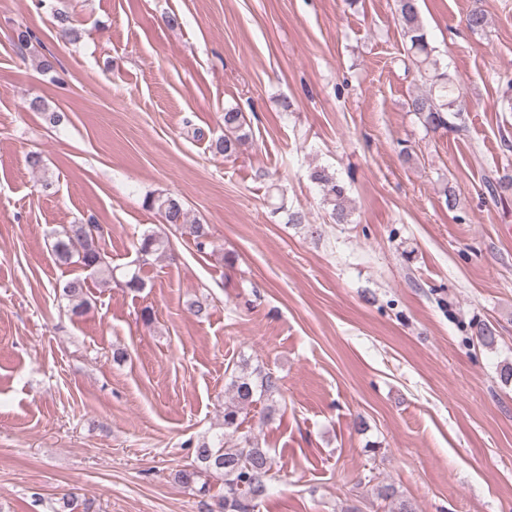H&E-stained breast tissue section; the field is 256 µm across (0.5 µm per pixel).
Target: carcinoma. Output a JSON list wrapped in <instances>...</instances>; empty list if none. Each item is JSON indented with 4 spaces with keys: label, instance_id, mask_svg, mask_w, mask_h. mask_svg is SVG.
<instances>
[{
    "label": "carcinoma",
    "instance_id": "1",
    "mask_svg": "<svg viewBox=\"0 0 512 512\" xmlns=\"http://www.w3.org/2000/svg\"><path fill=\"white\" fill-rule=\"evenodd\" d=\"M395 13L412 63L424 79L425 90L407 101L408 111L415 114L422 125L432 131L458 132L462 125L456 123L462 112V96L455 80L446 71L440 70L432 57L418 0H394ZM54 25L59 34L69 40L78 38L77 30L69 12L55 9L52 12ZM488 19L480 9L471 10L466 16V25L478 32L486 28ZM35 112L48 113L50 123H61L64 115L48 111L45 100L36 96L29 101ZM243 112L236 107L224 109V135L212 141L213 152L226 158L239 152L248 134ZM310 179L316 184L328 207L330 219L335 224L349 221L347 189L336 176L325 167L316 166L310 171ZM146 206L155 209L164 223L185 230L199 249H204L209 238L203 224H189L181 202L172 196H149ZM103 229L91 221H79L63 228L53 243L56 260L69 265L77 263L83 268L99 274H110L112 268L100 240ZM165 240L156 233H146L136 247L137 262L144 266L155 255L164 252ZM84 282L79 279L58 284L60 296L69 301L73 314L79 316L88 308L84 297ZM474 335L481 345L492 347L496 342V330L489 324L472 323ZM227 390L232 398L224 402L223 433L216 441L202 439L195 447L194 464L176 473L177 481L184 487L206 496L210 492V480L217 479L224 485V496L218 501V510L208 512H256L259 504L268 497L269 481L273 478L274 459L269 450L255 443L250 435L241 432V414L257 399L269 401L261 411V420L270 421L276 413L272 404L279 394L278 378L270 371L249 372L245 369L231 375ZM376 498L390 505V512H415L412 504L393 483H379L374 487Z\"/></svg>",
    "mask_w": 512,
    "mask_h": 512
}]
</instances>
